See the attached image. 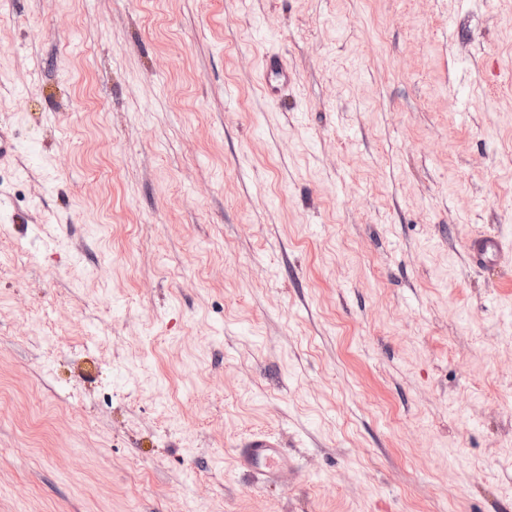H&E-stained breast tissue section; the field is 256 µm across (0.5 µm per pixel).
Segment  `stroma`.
Here are the masks:
<instances>
[{"instance_id":"1","label":"stroma","mask_w":512,"mask_h":512,"mask_svg":"<svg viewBox=\"0 0 512 512\" xmlns=\"http://www.w3.org/2000/svg\"><path fill=\"white\" fill-rule=\"evenodd\" d=\"M0 127V512H512V0H0ZM263 75L267 86L276 87L288 79L284 60L277 54H268L263 60ZM504 244L497 237H484L474 241L470 247L471 260L476 264L492 262L503 250ZM239 448L237 461L250 472L258 473L272 481L276 476L281 445L269 435H259L247 440Z\"/></svg>"}]
</instances>
